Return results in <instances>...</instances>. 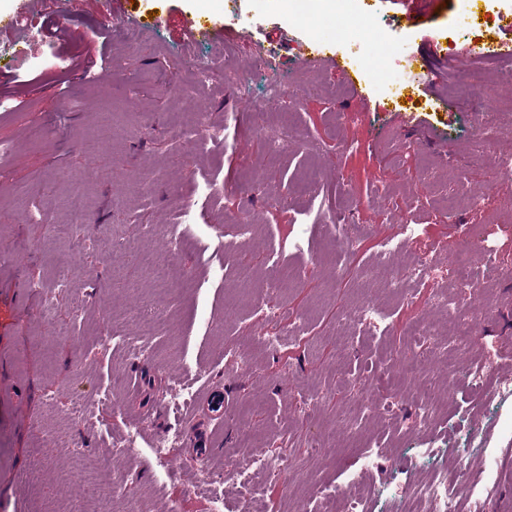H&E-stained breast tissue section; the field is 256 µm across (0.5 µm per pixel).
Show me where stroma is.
<instances>
[{"label":"stroma","instance_id":"35a3bbf8","mask_svg":"<svg viewBox=\"0 0 512 512\" xmlns=\"http://www.w3.org/2000/svg\"><path fill=\"white\" fill-rule=\"evenodd\" d=\"M367 3L373 34L394 54H431L434 93H448L471 68L468 41L448 35L463 22L455 0ZM227 4L69 0L63 8L47 0L40 18L24 12V0H0V14L22 19L38 40L36 64L15 72L8 50L19 39L0 30V512H98L85 492L90 482L118 486L111 512H138L145 502L168 512L175 501L181 512H210L211 493H184L203 466L222 476L215 491L228 512H317L316 491L344 489L371 447L398 480H422L429 468L415 449L444 448L475 430L496 458L486 512H512V434L493 412V388L463 381L476 358L493 376L512 377V221L501 206L512 179L470 160L489 123L496 149L512 153V111L487 118L476 101L458 98L446 112L434 93L398 97L370 75L356 97L339 73L321 69L288 118L291 146L271 155L268 138L286 118L267 101L264 65L296 81L314 41L280 0H238L241 11L265 13L240 40H187L192 20L223 25ZM410 6L422 19L407 27L398 18ZM112 11L163 21L131 33L109 20ZM104 32L111 66L84 68ZM226 53L253 77L245 94L183 66ZM203 119L220 130L221 144L194 147ZM76 169L109 177L85 186L75 223L67 202ZM208 179L222 184L218 199L205 198ZM477 187L483 195L465 204ZM399 211L415 232L395 266L424 259L432 267L403 299L388 293L387 269L369 287L359 282L381 242L399 234L387 220ZM335 216L373 231L338 252L324 228ZM487 247L503 270L489 319L466 352L418 363L433 346L415 336L422 321L456 333L435 308L449 257L467 254L478 272ZM155 259L178 278L156 282L148 266ZM368 296L384 307L386 327L355 325L352 348L340 355L336 321L358 316ZM267 308L282 310L281 320L266 322ZM147 310L160 325L149 355L136 359L113 339L139 338ZM267 336L279 346L265 348ZM238 348L251 350V363L230 358ZM384 372L397 420L344 428L347 408L370 398L371 380ZM186 383L200 397L223 390V415L171 408ZM432 383L445 392L424 430L413 410ZM77 398L80 418L71 413ZM173 430L181 440L171 480L156 470L152 445ZM122 443L125 453L115 454ZM256 453L290 456L293 471L271 481L254 475L255 497L237 473Z\"/></svg>","mask_w":512,"mask_h":512}]
</instances>
